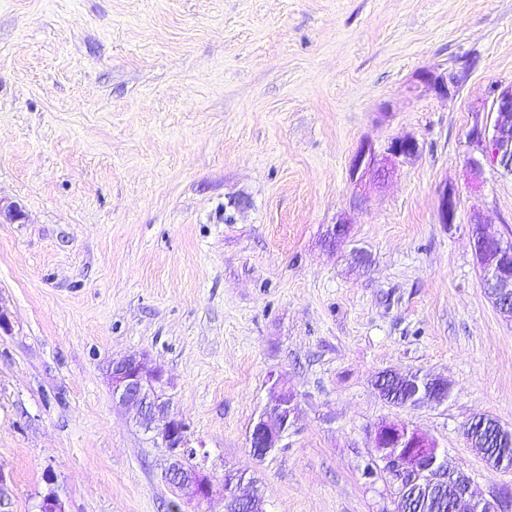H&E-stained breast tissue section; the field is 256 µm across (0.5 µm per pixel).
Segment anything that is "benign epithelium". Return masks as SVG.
I'll return each instance as SVG.
<instances>
[{
  "instance_id": "benign-epithelium-1",
  "label": "benign epithelium",
  "mask_w": 512,
  "mask_h": 512,
  "mask_svg": "<svg viewBox=\"0 0 512 512\" xmlns=\"http://www.w3.org/2000/svg\"><path fill=\"white\" fill-rule=\"evenodd\" d=\"M464 72L427 68L418 75V86L426 91L446 95L458 88ZM471 153L467 165L473 175L481 173L486 165L494 166V156L512 152V86L493 89L492 111L473 116L467 135ZM419 153L413 138L393 140L386 148L384 158H378L374 147L362 143L354 154L349 168L350 180L361 184L373 173L380 180L390 177L398 163ZM454 191L443 189L439 201L441 223L451 224L457 210ZM471 235L477 265L483 277L484 293L499 313L512 321V248L507 238L494 237L485 231L479 213L471 219ZM383 377L411 390L405 401L407 407L441 404L448 399V381L418 374H400L388 371ZM112 399L121 406L137 409V422L147 432H157L168 449L169 463L166 476L181 493L185 504L201 503L212 493V479L202 463L189 462L187 448L191 447L186 422L170 410L166 397L169 381L163 371L148 358L131 354L112 360L106 374ZM271 407L253 424L249 445L254 455L265 456L271 449L282 447L296 408V396L281 376L269 375ZM375 448L385 463V470L396 485L398 493L418 484L448 487L450 512H512V493L489 497L473 488L465 474L452 469L442 458L435 441L404 422H383L375 432ZM240 481L234 473H224L225 512H238L242 496L237 494ZM39 512H65L64 503L54 488L43 495Z\"/></svg>"
}]
</instances>
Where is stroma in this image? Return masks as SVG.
<instances>
[{"mask_svg": "<svg viewBox=\"0 0 512 512\" xmlns=\"http://www.w3.org/2000/svg\"><path fill=\"white\" fill-rule=\"evenodd\" d=\"M438 64L461 86L417 89ZM511 85L512 0H0L7 512L50 486L66 512H169L168 452L105 379L133 353L206 452L213 493L182 512H225L228 471L266 512H393L385 421L485 494L512 487L464 434L481 415L512 428V321L469 228L477 211L512 234V173L466 167L474 113ZM408 137L420 152L388 181L351 183L362 142ZM386 370L451 393L397 407ZM273 373L297 409L259 458Z\"/></svg>", "mask_w": 512, "mask_h": 512, "instance_id": "obj_1", "label": "stroma"}]
</instances>
